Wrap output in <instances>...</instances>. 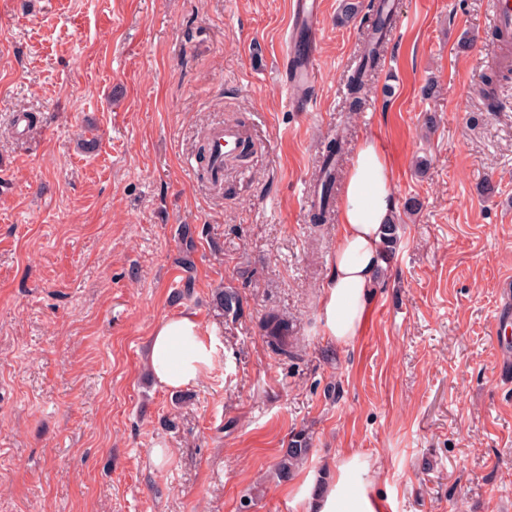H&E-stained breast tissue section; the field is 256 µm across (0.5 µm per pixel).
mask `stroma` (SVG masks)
I'll use <instances>...</instances> for the list:
<instances>
[{"mask_svg": "<svg viewBox=\"0 0 512 512\" xmlns=\"http://www.w3.org/2000/svg\"><path fill=\"white\" fill-rule=\"evenodd\" d=\"M323 2L296 112L289 0H0V512H304L306 479L353 456L350 490L387 512H512V82L489 111V0H391L355 111L373 0L350 19ZM219 124L253 150L216 188L198 150ZM338 135L343 172L364 139L384 146L398 227L345 344L321 313L336 226L305 197ZM225 287L238 317L212 304ZM185 308L216 350L176 407L144 349ZM271 315L295 358L269 349ZM301 430L308 459L279 481ZM393 23L392 12L389 10L380 14L378 21L372 27L368 40L358 64L348 79V94L350 96V108L355 109L360 104L361 91L367 85L369 77L379 68L388 38L383 35L386 30H391Z\"/></svg>", "mask_w": 512, "mask_h": 512, "instance_id": "35a3bbf8", "label": "stroma"}]
</instances>
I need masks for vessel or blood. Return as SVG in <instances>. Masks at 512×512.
<instances>
[{
    "instance_id": "b4317fda",
    "label": "vessel or blood",
    "mask_w": 512,
    "mask_h": 512,
    "mask_svg": "<svg viewBox=\"0 0 512 512\" xmlns=\"http://www.w3.org/2000/svg\"><path fill=\"white\" fill-rule=\"evenodd\" d=\"M490 24L499 33V43L491 48L492 63L512 66V0H490ZM323 0H290L288 35L283 56L296 66L287 77L291 103L299 110L308 107L307 95L316 82V48L322 35ZM241 133L238 129L220 127L210 135L214 155L211 167L213 181L224 178V156L230 152Z\"/></svg>"
}]
</instances>
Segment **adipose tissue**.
<instances>
[{"label":"adipose tissue","mask_w":512,"mask_h":512,"mask_svg":"<svg viewBox=\"0 0 512 512\" xmlns=\"http://www.w3.org/2000/svg\"><path fill=\"white\" fill-rule=\"evenodd\" d=\"M393 188V167L384 147L375 139H364L347 173L336 251L321 285L324 332L334 341L345 343L359 334L380 285L383 229L395 211ZM213 352L196 312L183 310L154 327L147 362L160 388L178 390L198 382ZM352 467L349 461L340 465L336 483L327 491L313 492L311 483H304L298 493L304 512H382L367 489L347 491Z\"/></svg>","instance_id":"obj_1"}]
</instances>
